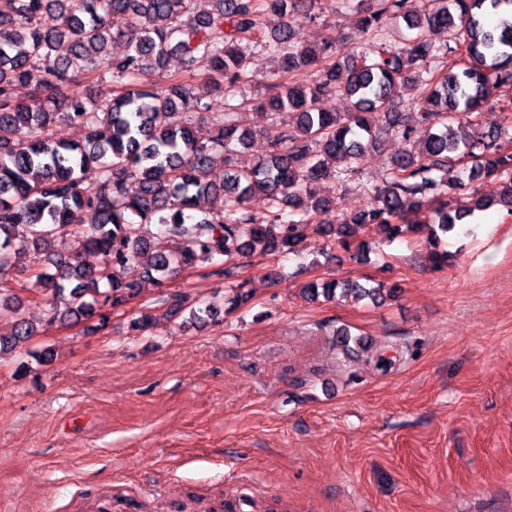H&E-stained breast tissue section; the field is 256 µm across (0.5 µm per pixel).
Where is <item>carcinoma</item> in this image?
I'll return each mask as SVG.
<instances>
[{"label": "carcinoma", "instance_id": "obj_1", "mask_svg": "<svg viewBox=\"0 0 512 512\" xmlns=\"http://www.w3.org/2000/svg\"><path fill=\"white\" fill-rule=\"evenodd\" d=\"M194 2L12 0L11 11L0 12V283L22 250L60 243L29 280L54 310L51 320L91 319L99 307L138 297L142 283L124 277L131 266L161 287L187 267L237 266L257 244L270 256L297 253L305 224L327 247L358 255L356 237L374 224L389 241L407 240L428 212L438 241L476 211L499 205L512 214V115L504 113L512 96L492 103L488 95L490 87L512 90V0H357L364 32L377 36L390 24L408 31L397 48L360 54L334 40L305 44L292 19L311 17L313 0H211L207 13ZM265 13L286 21L265 34ZM117 38L126 39L122 55L109 48ZM245 40L281 63L262 99L272 116L268 150L251 165H227L217 184L209 179L213 151L231 156L251 137L232 121L236 85L254 78L239 50ZM173 56L179 75L151 80ZM313 67L314 83L293 79ZM199 73L224 97L223 117L206 124L196 115L211 104L193 98L186 81ZM83 75L121 87L92 97L71 88ZM413 83L421 89L415 123L399 109ZM331 93L349 101L348 111L318 108ZM75 124L85 129L81 143L65 134ZM386 138L404 149L379 181L361 184L367 209L336 212L317 184H360L362 158ZM478 179L498 181V197L479 195ZM218 196L220 210L212 205ZM255 196L267 200L262 214L248 208ZM86 211L96 223L83 224ZM151 225L173 249L152 250ZM86 251L100 256L98 266L84 264ZM304 293L381 304L397 286L329 278ZM20 307L14 289L1 287L0 316L15 320L10 335H0V356L36 334ZM220 313L209 303L186 322Z\"/></svg>", "mask_w": 512, "mask_h": 512}]
</instances>
